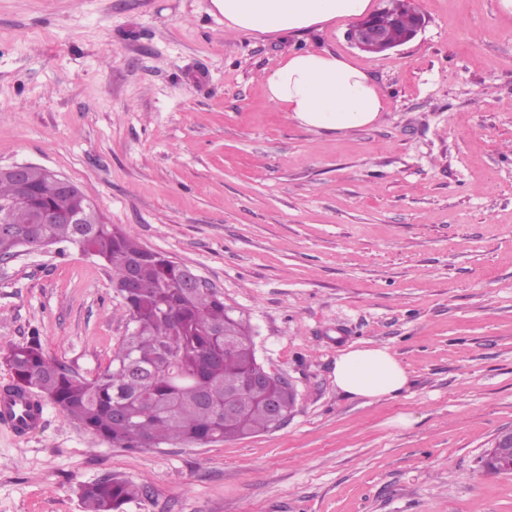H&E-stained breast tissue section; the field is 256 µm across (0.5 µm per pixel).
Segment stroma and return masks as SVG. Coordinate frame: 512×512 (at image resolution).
Masks as SVG:
<instances>
[{
    "mask_svg": "<svg viewBox=\"0 0 512 512\" xmlns=\"http://www.w3.org/2000/svg\"><path fill=\"white\" fill-rule=\"evenodd\" d=\"M383 53L350 22L228 33L212 0H0V167L70 179L148 249L248 320L258 363L297 394L280 429L121 448L53 404L0 426V512H82L107 475L124 512H512L485 474L512 427V20L498 0H414ZM332 50L386 102L341 136L267 99L291 51ZM132 325L110 272L63 243L0 263V349L38 337L91 380ZM386 347L409 382L350 396L337 357ZM136 493L134 485L112 475L81 484L79 487V497L84 505L83 512H123V506Z\"/></svg>",
    "mask_w": 512,
    "mask_h": 512,
    "instance_id": "35a3bbf8",
    "label": "stroma"
}]
</instances>
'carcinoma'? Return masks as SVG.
<instances>
[{
	"mask_svg": "<svg viewBox=\"0 0 512 512\" xmlns=\"http://www.w3.org/2000/svg\"><path fill=\"white\" fill-rule=\"evenodd\" d=\"M398 42L420 14L411 0H386L375 13ZM38 195L16 202L18 190L0 174V203L11 202L17 236L0 238V256L10 257L21 237L53 246L87 243L112 272V286L129 313L132 331L99 376H76L44 352L35 337L10 346L3 359L13 373L9 392L48 401L86 430L123 448H151L172 441L186 444L233 440L273 428L266 400L288 403L281 377L247 393L246 377L259 370L249 326L209 288L182 287L170 256L147 250L115 224L91 227L81 238L76 224H37L41 207L65 213L84 203L82 191L67 194L37 169L31 171ZM139 266V287H123L128 263ZM137 493L134 485L112 475L79 487L83 512H123Z\"/></svg>",
	"mask_w": 512,
	"mask_h": 512,
	"instance_id": "cac0c4a2",
	"label": "carcinoma"
}]
</instances>
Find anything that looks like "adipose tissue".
<instances>
[{"label": "adipose tissue", "mask_w": 512, "mask_h": 512, "mask_svg": "<svg viewBox=\"0 0 512 512\" xmlns=\"http://www.w3.org/2000/svg\"><path fill=\"white\" fill-rule=\"evenodd\" d=\"M226 30L239 33H299L366 15L371 0H212ZM267 97L299 126L336 135L374 124L384 98L367 70L329 50L293 52L265 79ZM341 391L379 399L401 391L408 375L389 348L364 347L336 361Z\"/></svg>", "instance_id": "ef3b65f1"}]
</instances>
